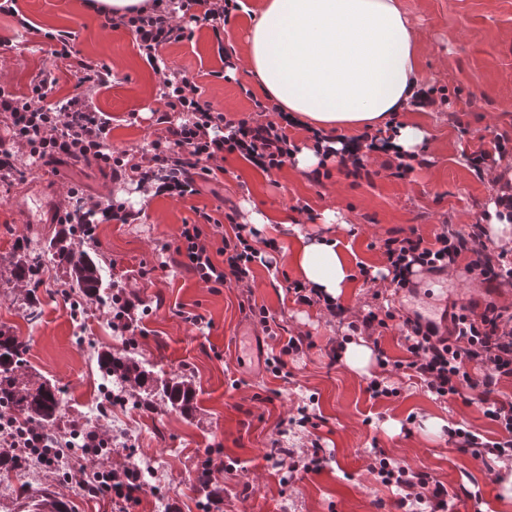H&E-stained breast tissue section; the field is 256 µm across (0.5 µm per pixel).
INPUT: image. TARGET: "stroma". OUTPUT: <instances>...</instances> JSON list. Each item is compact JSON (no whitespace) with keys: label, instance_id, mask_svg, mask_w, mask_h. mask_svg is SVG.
Here are the masks:
<instances>
[{"label":"stroma","instance_id":"obj_1","mask_svg":"<svg viewBox=\"0 0 512 512\" xmlns=\"http://www.w3.org/2000/svg\"><path fill=\"white\" fill-rule=\"evenodd\" d=\"M408 18L419 47V77L424 86L445 87L448 101L429 108H409L408 119L428 132L423 151L429 166L415 169L408 179L381 175L386 156L371 154L373 182L333 173L317 185L305 173L287 165L272 175L230 156L217 182L183 201L156 196L138 202L141 218L133 224L97 225L95 239L86 248L104 265L109 280L128 283L141 305L134 315L140 335L136 342L113 329L103 309H74L58 292L62 268H53L38 289L39 316L29 319L16 289L7 260L19 239L40 249L57 235L53 207L67 183L76 182L91 194L106 197L112 191L107 178L93 166H62L56 183L39 172L27 175L10 195L0 196V330L28 345L26 376L31 386L54 383L65 410L61 431L84 417L87 406L100 397L101 374L90 366L87 349L130 351L135 357L170 376H184L196 388V408L184 415L163 407L144 412L134 406H116L114 419L134 430L138 457H156L164 464L157 481L168 487L165 497L145 491L129 512H203L204 494L196 471L206 449H214L225 467L214 481L224 489L220 512H394L396 488L384 486L369 474L375 448H383L402 463L429 471L453 497L457 512H505L496 491L499 467L458 450L447 434L423 435L424 420L436 418L448 425L465 424L487 439L497 438L494 422L480 403L439 401L421 384L405 375L395 378L397 395L371 398L368 376L353 373L344 362H330L325 347L340 335L336 322L319 307L297 305L286 290L296 279L292 251L297 233L336 236L354 269L350 288L340 302L358 310L369 301V286L358 275L359 266L383 270L379 239L388 233L417 228L432 238L440 224L463 227L494 200L499 185L492 177L477 178L465 161L467 153L492 149L499 131L512 128V0H397ZM215 40L210 27L195 28L192 40L164 47L160 55L202 86L214 107L234 117L254 113V102L265 94L258 80L244 70L243 35L258 17L263 0H245ZM31 23L21 28L13 18L0 15V37L11 39L13 49L0 48V80L17 92H26L32 76L48 57L42 32L66 29L76 36L75 48L87 60L111 67L110 85L93 97L95 105L112 117V144L120 149L144 146L153 132L151 110L157 107L158 80L124 29L106 27L105 19L84 0H18ZM234 51L238 68L232 80L218 78L223 67L218 44ZM236 206L240 217L248 207L265 212L270 224L261 238L275 240L276 249H263L254 265L251 289L235 285L208 288L179 268L175 244L182 224L193 222L196 210L215 212L219 204ZM308 205L310 215L297 208ZM338 211L344 225L327 226L318 217ZM163 261L167 270L151 278L138 275L143 263ZM467 275L456 265L449 279L436 274L417 276L414 293L396 300L403 312H423L443 302L473 297L512 303V287L486 294L484 287L465 293ZM265 306L285 334L310 332L312 349L289 361L288 378L266 372L264 360L273 342L248 318L249 302ZM203 316L200 328L191 329L181 315ZM317 417L326 460L316 473L300 472L283 483L267 456L275 448H294L306 441L308 431L285 420L297 406ZM398 424V431L387 428ZM50 488L71 512H119L117 506L57 482L39 467L0 473V512H15L14 491L19 486ZM480 491V500L470 492Z\"/></svg>","mask_w":512,"mask_h":512}]
</instances>
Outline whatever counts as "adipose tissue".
Returning a JSON list of instances; mask_svg holds the SVG:
<instances>
[{"label": "adipose tissue", "instance_id": "obj_1", "mask_svg": "<svg viewBox=\"0 0 512 512\" xmlns=\"http://www.w3.org/2000/svg\"><path fill=\"white\" fill-rule=\"evenodd\" d=\"M246 42L244 64L279 110L326 132L385 127L420 84L397 0H265ZM292 264L335 299L352 279L332 236L298 235Z\"/></svg>", "mask_w": 512, "mask_h": 512}]
</instances>
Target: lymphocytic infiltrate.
I'll return each instance as SVG.
<instances>
[{
	"label": "lymphocytic infiltrate",
	"instance_id": "1",
	"mask_svg": "<svg viewBox=\"0 0 512 512\" xmlns=\"http://www.w3.org/2000/svg\"><path fill=\"white\" fill-rule=\"evenodd\" d=\"M240 8L241 0H145L125 14L107 18L108 27L125 28L133 36L159 81V105L152 111L155 129L147 146L137 150L113 148L112 118L93 102L94 92L111 83V67L82 58L74 48L73 32H44L50 57L32 77L28 94H15L0 82V188L11 190L31 164L48 167L64 159L95 165L112 184H132L144 194L175 200L200 194L205 184L216 181L229 155H238L267 174L282 170L296 150L285 126L271 120L227 118L204 99L193 79L161 63V49L191 39L193 24L206 23L213 32H221ZM62 69L74 73L77 91L56 101L52 94ZM313 140L316 153L334 161L338 171L367 179L372 173L363 162V151L381 150L387 144L379 133L365 131L347 138L348 151L342 154L331 149V135L317 132ZM238 217L234 208L220 220L200 210L193 223L180 228L175 247L180 264L207 287L250 285L252 265L261 257L258 231ZM138 218L122 198L94 196L76 183L68 186L53 214L57 224H132ZM486 235L479 221L462 228L441 225L429 241L414 230L392 233L380 244L384 271L369 278L372 303L354 314L302 281H290L287 291L297 304L323 306L353 335L376 341L389 328H397L406 354L394 360L378 352L379 367L417 379L439 399H460L472 392L501 436L490 440L461 425L449 429L450 442L474 457L511 466L512 398L502 394L501 384L512 380V308L492 301L470 302L449 313V329L444 332L421 315H399L378 305L386 288L397 293L412 290L418 275L447 273L462 257L467 260L466 273L486 287L511 284L512 252L490 254ZM102 436L100 427L85 429V451L70 463L65 483L84 489L86 474L94 473L101 484L99 497L128 512L144 486L133 472L117 470L111 456L102 455ZM324 452L320 438H310L299 447L279 449L273 466L289 478L300 471L315 473ZM368 470L384 486L398 488V512H453L447 489L428 471L403 465L384 449L375 451Z\"/></svg>",
	"mask_w": 512,
	"mask_h": 512
}]
</instances>
